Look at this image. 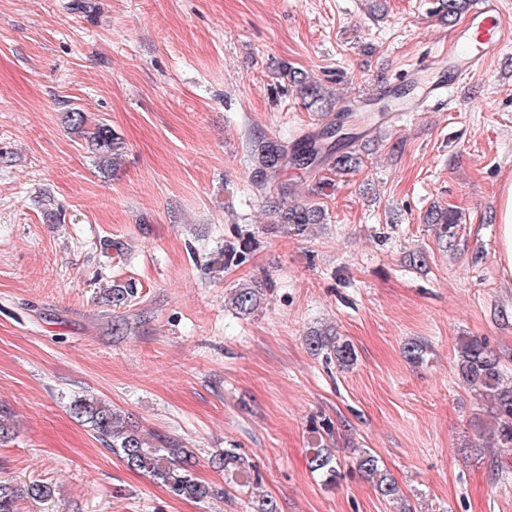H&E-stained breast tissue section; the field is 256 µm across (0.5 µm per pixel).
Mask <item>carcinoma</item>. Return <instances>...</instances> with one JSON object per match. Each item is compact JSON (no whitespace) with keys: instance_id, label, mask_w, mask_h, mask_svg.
Masks as SVG:
<instances>
[{"instance_id":"1","label":"carcinoma","mask_w":512,"mask_h":512,"mask_svg":"<svg viewBox=\"0 0 512 512\" xmlns=\"http://www.w3.org/2000/svg\"><path fill=\"white\" fill-rule=\"evenodd\" d=\"M284 75L288 83L297 87L301 96L308 99V106L327 101L321 85L306 73L288 67ZM69 120L73 129L87 136L101 170L108 172L117 165L120 142L109 125L97 122L87 130L88 118L77 109L69 112ZM367 120L368 117L359 116L343 123L336 114L318 133L291 146L273 141L259 144L256 149L260 177V181L256 182L257 187L264 188L286 167L312 171L324 169L336 176L356 171L363 162L360 147ZM324 216V209L317 203L298 204L288 208L284 219L289 224L304 227L322 223ZM426 223L457 224L459 215L449 207L434 208L427 214ZM257 302V289L250 287L235 289L229 298V304L243 314L253 312ZM308 345L315 354L336 360L342 368H349L357 361L352 343L326 333L311 336ZM456 370L459 380L484 399L489 416L496 424V449L493 455H512V379L506 378L501 358L482 341L465 337L457 346ZM69 410L128 468L149 474L173 495L205 501L219 494L218 490L195 475L189 453L170 441L146 436L111 404L94 396L81 395L71 400ZM215 462L243 488L253 490L261 481L256 465L233 448L224 449ZM309 466L327 485L336 484L341 477L342 462L330 448L312 449ZM354 470L382 498L392 502L401 499L399 485L382 466L376 453L363 450L355 457ZM24 494L33 499H44L51 496V488L43 483H35L21 490L7 481H0V512H16L17 499Z\"/></svg>"}]
</instances>
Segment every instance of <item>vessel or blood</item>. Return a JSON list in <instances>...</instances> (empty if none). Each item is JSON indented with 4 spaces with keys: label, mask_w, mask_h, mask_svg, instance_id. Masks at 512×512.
<instances>
[{
    "label": "vessel or blood",
    "mask_w": 512,
    "mask_h": 512,
    "mask_svg": "<svg viewBox=\"0 0 512 512\" xmlns=\"http://www.w3.org/2000/svg\"><path fill=\"white\" fill-rule=\"evenodd\" d=\"M510 41L512 26L504 20L501 0H475L465 24L443 46L439 56L412 69L415 94L401 97L394 89H387L394 109L385 115V122L395 123L403 113L419 111L425 104L444 98L450 89L462 85L469 75L495 58Z\"/></svg>",
    "instance_id": "b4317fda"
}]
</instances>
